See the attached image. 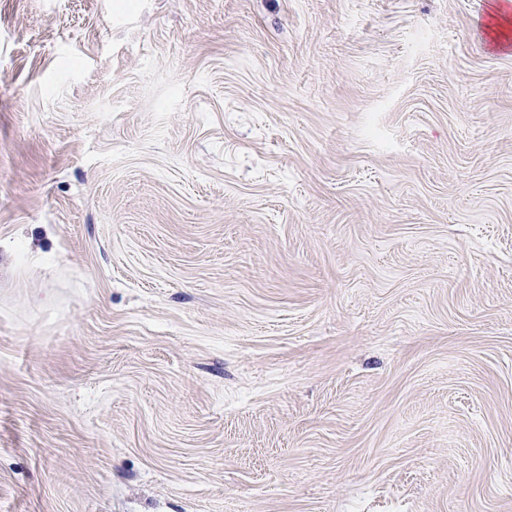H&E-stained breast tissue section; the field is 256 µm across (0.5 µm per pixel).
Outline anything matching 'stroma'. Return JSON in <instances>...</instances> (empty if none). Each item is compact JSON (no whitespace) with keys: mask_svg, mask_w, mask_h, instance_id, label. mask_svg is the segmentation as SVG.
Instances as JSON below:
<instances>
[{"mask_svg":"<svg viewBox=\"0 0 512 512\" xmlns=\"http://www.w3.org/2000/svg\"><path fill=\"white\" fill-rule=\"evenodd\" d=\"M492 0H0V512H512Z\"/></svg>","mask_w":512,"mask_h":512,"instance_id":"35a3bbf8","label":"stroma"}]
</instances>
